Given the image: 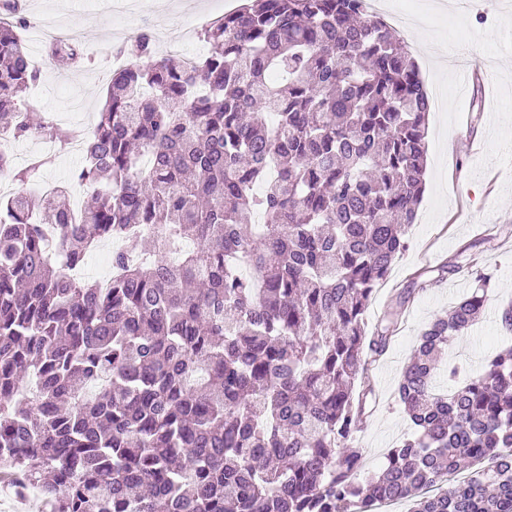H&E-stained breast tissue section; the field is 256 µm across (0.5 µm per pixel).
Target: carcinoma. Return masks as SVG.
I'll use <instances>...</instances> for the list:
<instances>
[{
  "mask_svg": "<svg viewBox=\"0 0 512 512\" xmlns=\"http://www.w3.org/2000/svg\"><path fill=\"white\" fill-rule=\"evenodd\" d=\"M360 2L245 0L202 30L192 66L142 31L70 186L0 194V470L51 512H512V346L475 378L445 359L487 275L409 358L410 436L368 476L346 445L371 394L356 382L398 331L384 316L368 336L364 315L407 247L432 106ZM0 14V135L64 147L68 129L17 107L41 79L24 4ZM58 56L88 54L74 37ZM72 186L90 191L74 225ZM114 237L150 244L113 252L105 288L69 277Z\"/></svg>",
  "mask_w": 512,
  "mask_h": 512,
  "instance_id": "obj_1",
  "label": "carcinoma"
}]
</instances>
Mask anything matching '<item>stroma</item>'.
Listing matches in <instances>:
<instances>
[{"instance_id": "stroma-1", "label": "stroma", "mask_w": 512, "mask_h": 512, "mask_svg": "<svg viewBox=\"0 0 512 512\" xmlns=\"http://www.w3.org/2000/svg\"><path fill=\"white\" fill-rule=\"evenodd\" d=\"M456 0H403L438 16L437 24L402 26L436 108L428 122L426 189L408 247L377 288L366 313L374 327L386 311L400 329L366 375L372 392L363 424L350 446L363 449V471L381 466L389 448L411 432L396 388L422 329L467 293L477 275H490L488 306L476 324L456 336L448 356L470 373L511 341L501 328L512 301V0H480L457 9ZM29 13H56L92 54L81 69L49 62L38 86L24 93L38 117L65 120L88 138L90 118L105 100L112 59L110 16L99 0H26ZM224 0H165L163 9L126 20L128 36L150 30L165 38L181 15L221 8Z\"/></svg>"}]
</instances>
